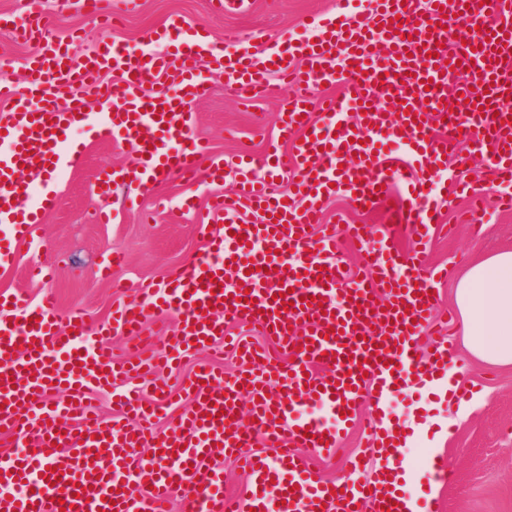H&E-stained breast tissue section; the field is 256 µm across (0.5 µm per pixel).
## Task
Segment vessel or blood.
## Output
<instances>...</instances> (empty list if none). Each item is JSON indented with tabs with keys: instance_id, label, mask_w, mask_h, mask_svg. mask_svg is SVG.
I'll use <instances>...</instances> for the list:
<instances>
[{
	"instance_id": "obj_1",
	"label": "vessel or blood",
	"mask_w": 512,
	"mask_h": 512,
	"mask_svg": "<svg viewBox=\"0 0 512 512\" xmlns=\"http://www.w3.org/2000/svg\"><path fill=\"white\" fill-rule=\"evenodd\" d=\"M26 40L39 48L22 88L0 84V223L13 235L30 236L51 198L47 191L82 146L76 126L131 146L125 168L98 177L100 192L121 184L126 206L171 177L194 184L207 147L195 133L192 104L210 94L209 72L220 71L243 98L266 91L277 74L301 85L304 95L282 112L280 136L292 145L282 159L277 145L224 167L211 161L208 175L232 174L235 190L213 197L209 210L261 214L257 224L207 237L203 254L146 286L114 310L112 321L91 334L81 313L61 315L52 294L30 304L23 294L0 293V429L29 446L0 460V512H161L181 491L189 512H365L388 506L412 512L386 488L395 454L389 446L397 421L364 426L370 455L347 462L341 482L323 481L303 449L332 453L338 426H350L362 401L387 405L389 397L445 371L450 352L445 329L433 315L436 294L424 272L431 235L446 231L438 204L428 194L401 201L399 216L417 237L419 250L395 243L396 229L372 234L350 225L340 234L359 242L363 277H353L336 258V237L310 229L321 223L324 199L340 194L359 210L388 201L391 179L372 152V137L386 136L419 152V180L430 168L457 165V141L472 142L471 156L499 185L512 188V113L483 112L481 97H512V0H431L418 13L415 0H372L367 13H334L322 19L320 39L282 40L259 46V36L229 33L223 45L200 40L194 26L173 16L151 39L167 52L132 50L111 43L82 57L61 51L44 36L40 0H26ZM494 19L483 29L486 19ZM347 75L343 98L311 110L309 90ZM116 73L102 84L104 72ZM467 82L457 83L458 73ZM167 79L159 94L146 82ZM78 86L60 99L55 87ZM102 101L101 112L88 109ZM360 104V124H350V104ZM288 181L294 201H284L277 180ZM177 316L172 359L225 338L229 323L260 328L292 356L288 366L252 345L240 348L241 368L223 378L211 369L195 373L193 401L173 426L158 432L152 421L167 395L155 399L125 386L128 375L147 379L154 360L116 364L107 339L140 333L147 318ZM436 348L428 360L419 338ZM112 388L119 418H100L84 402L88 391ZM68 390L69 401L53 392ZM252 401V423L241 422V398ZM330 407L336 428L305 415L310 402ZM149 447V457L138 450ZM232 462L251 479L274 483L277 499L229 496L218 486L213 460ZM140 494H132L130 484Z\"/></svg>"
}]
</instances>
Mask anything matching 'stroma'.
Returning a JSON list of instances; mask_svg holds the SVG:
<instances>
[{
	"mask_svg": "<svg viewBox=\"0 0 512 512\" xmlns=\"http://www.w3.org/2000/svg\"><path fill=\"white\" fill-rule=\"evenodd\" d=\"M53 2L45 0L43 5L49 37L70 42L73 53L80 55L93 53L103 42L165 51V44L151 45L147 38L173 15L206 28L216 42L223 41L225 30L234 28H252L276 41L317 37L314 19L337 11L357 14L369 8V0H253L250 13L224 15L213 12L209 0H138L117 26L107 27L86 14L83 0H69L62 10L55 9ZM36 49V43L18 41L10 32L0 31V82H27L30 74L25 60ZM209 80L210 96L194 103L192 110L196 131L214 157L232 162L245 151L263 153L269 143L277 141L281 104L294 96L293 88L273 76L266 96L247 102L226 86L223 73L210 72ZM72 136L86 149L65 177L53 183L56 202L44 212L33 238L14 241V261L0 266V291L24 290L34 303L43 292H52L61 313L82 309L89 327L95 329L107 323L113 308L127 299L117 281L166 279L203 249L205 240L197 220L206 212L211 196L230 190L232 183L227 180L215 185L204 179L188 188L172 178L155 185L135 208L125 211L119 195L99 193L97 177L101 171L124 167L129 148L94 138L81 127L75 128ZM436 182L441 215L454 230L434 237L427 257L429 264L447 270L446 280L436 286V295L438 312L448 313L454 309L456 279L469 260L504 248L512 250V213L497 208L500 186L487 179L478 182L484 197L483 224L480 234H473L470 225L459 220L468 207L466 196L452 193L451 182L444 176H437ZM190 198L195 201L191 208L186 205ZM101 210L115 212V219L107 224L97 222ZM323 210L326 222L339 226L358 224L374 229L393 220L390 207L361 212L339 195L326 199ZM115 252L124 255L126 265L108 281L100 270ZM35 263L51 264L54 278L29 280L28 268ZM446 339L461 369L459 385L473 391L467 415L458 420L449 436L439 438L449 410L447 398L434 384L394 394L390 409L394 415L418 422L410 450L426 448L447 458L449 479L431 493L440 512H512V367L472 360L456 340L455 324H447ZM145 349L156 356L160 377L170 389L169 399L158 411L155 428L159 431L172 426L176 416L190 406L186 386L196 369L204 366L230 374L237 367L232 347L220 343L188 355L179 365L167 362L162 336H155ZM361 440L359 427H351L341 433L334 453L309 457L308 464L321 478L338 479L343 474L344 455L360 452Z\"/></svg>",
	"mask_w": 512,
	"mask_h": 512,
	"instance_id": "obj_1",
	"label": "stroma"
}]
</instances>
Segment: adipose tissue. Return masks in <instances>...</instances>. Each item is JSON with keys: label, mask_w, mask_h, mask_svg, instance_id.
I'll return each instance as SVG.
<instances>
[{"label": "adipose tissue", "mask_w": 512, "mask_h": 512, "mask_svg": "<svg viewBox=\"0 0 512 512\" xmlns=\"http://www.w3.org/2000/svg\"><path fill=\"white\" fill-rule=\"evenodd\" d=\"M453 301L468 352L487 364L512 366V250L468 263Z\"/></svg>", "instance_id": "1"}]
</instances>
